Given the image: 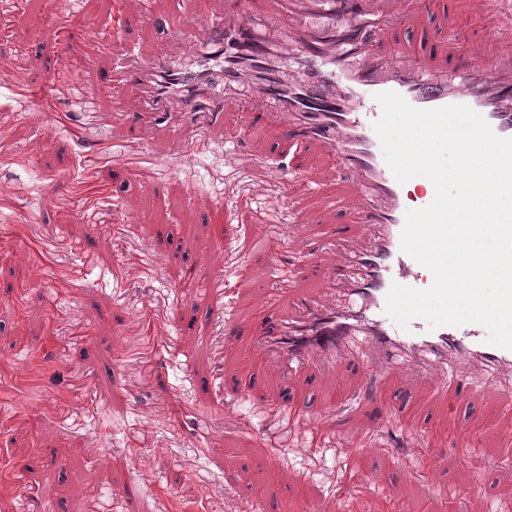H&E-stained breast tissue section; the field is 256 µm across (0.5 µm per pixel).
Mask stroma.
I'll use <instances>...</instances> for the list:
<instances>
[{
	"label": "stroma",
	"instance_id": "stroma-1",
	"mask_svg": "<svg viewBox=\"0 0 512 512\" xmlns=\"http://www.w3.org/2000/svg\"><path fill=\"white\" fill-rule=\"evenodd\" d=\"M196 8V0H152L156 21L146 24L139 0H73L61 19L52 0H25L33 41L17 64L37 96L19 100L0 87V512H243L255 494L272 512H296L298 490L323 512L340 504L392 512L396 501L405 512H512V452L500 431L512 426L507 386L475 380L468 408L452 415L447 392L424 391L417 372L388 370L378 391L406 390L412 404L392 429L359 397L355 367L288 374L246 336L223 344L217 318H235L246 333L264 300L260 242L313 251L315 267L300 269L297 282L308 294L338 260V236L359 237L336 214L353 186L337 181L318 147L301 155L323 193L295 190L272 202L269 188L250 180L245 157L265 156L273 169L282 158L269 154L262 128L240 136L239 117L228 112L223 133L200 138L187 160L174 157L169 130L150 132L157 185L124 192L133 223H118L96 197L80 215L56 206L91 141L113 133L106 124L83 136L56 126L39 95L75 112L86 90L107 116V77L124 53L68 68L59 22L80 40L111 36L115 17L125 16V51L148 58L161 36L178 40L177 22L193 23ZM486 16L483 4L449 7L468 42L437 48L429 66L461 63L473 50L512 64V38L489 31ZM274 204L281 223H259ZM244 260L252 275L235 278ZM329 395L340 414H318ZM285 400L316 411L315 421L292 426L266 412ZM424 418L448 439L432 474L405 449ZM470 431L472 453L453 443ZM352 438L367 448H348Z\"/></svg>",
	"mask_w": 512,
	"mask_h": 512
}]
</instances>
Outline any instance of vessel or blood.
<instances>
[{
	"instance_id": "vessel-or-blood-1",
	"label": "vessel or blood",
	"mask_w": 512,
	"mask_h": 512,
	"mask_svg": "<svg viewBox=\"0 0 512 512\" xmlns=\"http://www.w3.org/2000/svg\"><path fill=\"white\" fill-rule=\"evenodd\" d=\"M423 4L264 0L265 21L256 26L247 0H224L223 11L201 16L185 39L192 65L173 63L163 47L151 58L131 57L113 69L110 122L116 130L131 124L180 127L174 152L185 159L195 147V132L222 128L225 111L232 109L240 111L243 129L267 132L271 151L313 144L333 157L337 178L356 188L351 201L339 204L341 219L362 225L370 244L325 273L323 291L299 299L290 318L268 315L270 307L293 295L294 274L280 264L278 250L267 247L275 277L256 313L253 342L287 369L309 366L318 372L344 362L363 368L369 379L392 366L422 369L427 390H447L448 408L455 411L468 404L475 376L491 382L496 371L512 370V350L488 344V332L478 323L432 330L415 318L403 328L386 314L392 284L426 289L433 276L400 248L409 191L395 179L373 129L382 114L375 96L395 92L418 109L465 105L496 135L512 138V69L475 59L462 68L431 69L384 49L387 31L406 23ZM7 9L0 17V46L17 56L29 47L19 38L26 23L22 0H10ZM60 43L75 68L109 49L94 34L73 43L65 27ZM0 78L14 94L30 96L26 73L12 62L0 64ZM132 84L142 89L144 111L126 106L123 91ZM112 161L141 187L151 185L154 157L147 137H127L113 149ZM249 168L279 197L300 184L317 187L303 166L285 173L253 157ZM95 178V164H86L79 182L66 183L58 204L80 211L82 189Z\"/></svg>"
}]
</instances>
